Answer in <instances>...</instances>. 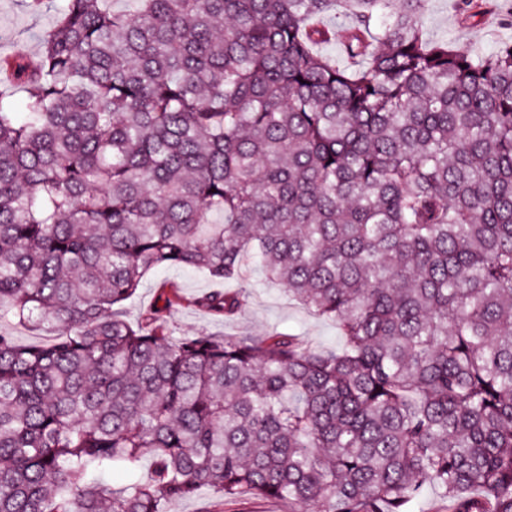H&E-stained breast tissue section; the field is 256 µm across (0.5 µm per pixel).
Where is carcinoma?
I'll return each mask as SVG.
<instances>
[{
  "label": "carcinoma",
  "instance_id": "1",
  "mask_svg": "<svg viewBox=\"0 0 512 512\" xmlns=\"http://www.w3.org/2000/svg\"><path fill=\"white\" fill-rule=\"evenodd\" d=\"M126 2L26 0L56 22L0 53V319L57 336L0 331V512H512V41H430L429 0ZM249 258L342 346L176 337L174 290L124 317L177 266L232 318ZM164 283L179 288L180 295L185 299L201 295L211 288L210 282L195 271L176 267L152 270L145 275L136 298L128 304L127 315L130 321H137L141 311L157 301L159 288ZM1 329L16 337L21 345H47L51 342V336L36 335L26 328L18 326L8 320L1 321ZM288 512V503L269 499L224 500V505L208 495L181 499L168 505L169 512Z\"/></svg>",
  "mask_w": 512,
  "mask_h": 512
}]
</instances>
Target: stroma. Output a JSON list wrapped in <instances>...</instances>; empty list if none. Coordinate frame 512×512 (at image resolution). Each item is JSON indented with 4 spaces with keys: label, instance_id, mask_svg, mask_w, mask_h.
I'll return each instance as SVG.
<instances>
[{
    "label": "stroma",
    "instance_id": "stroma-1",
    "mask_svg": "<svg viewBox=\"0 0 512 512\" xmlns=\"http://www.w3.org/2000/svg\"><path fill=\"white\" fill-rule=\"evenodd\" d=\"M485 13L482 24L465 19L463 0H430L426 32L430 39L448 40L463 48L489 52L497 43L512 40V5L507 0H482ZM53 9L39 15L29 14L20 0H0V52L16 45L28 50L38 46L37 36L55 22ZM178 288L185 302L169 317L175 335H229L255 338L277 331L301 337L316 348L336 346L341 341L334 321L318 317L298 302L289 299L282 287L265 283L259 272L250 274L247 302L235 317L221 321L190 305L189 300L209 290V281L200 273L176 268L152 270L143 279L136 298L128 305L130 321H137L141 311L155 303L162 285ZM168 512H288L287 503L269 499H238L225 502L203 495L181 499L168 506Z\"/></svg>",
    "mask_w": 512,
    "mask_h": 512
}]
</instances>
